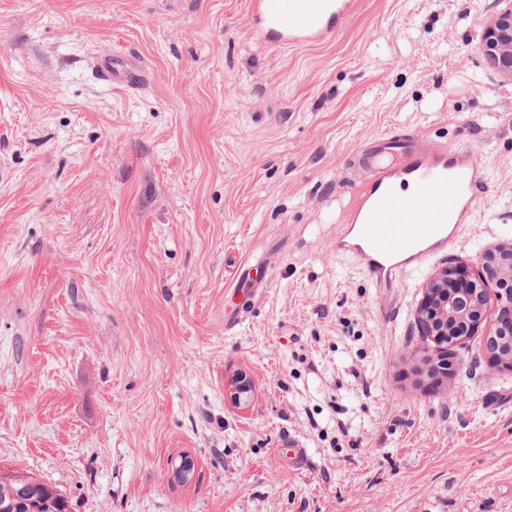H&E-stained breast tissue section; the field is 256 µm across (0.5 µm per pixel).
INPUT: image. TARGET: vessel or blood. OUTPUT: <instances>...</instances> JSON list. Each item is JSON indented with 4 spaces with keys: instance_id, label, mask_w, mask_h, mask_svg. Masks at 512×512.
I'll return each instance as SVG.
<instances>
[{
    "instance_id": "obj_1",
    "label": "vessel or blood",
    "mask_w": 512,
    "mask_h": 512,
    "mask_svg": "<svg viewBox=\"0 0 512 512\" xmlns=\"http://www.w3.org/2000/svg\"><path fill=\"white\" fill-rule=\"evenodd\" d=\"M354 5L355 0H250L249 16L268 43L301 48L332 39ZM91 69L108 84L136 88L146 80L132 58L99 56ZM353 166L359 178L336 247L358 259L383 288L447 250L483 182L475 153L451 151L413 134L375 137L355 154ZM257 272V265H243L235 290L251 297L262 293L267 283Z\"/></svg>"
}]
</instances>
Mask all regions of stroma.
Segmentation results:
<instances>
[{
	"mask_svg": "<svg viewBox=\"0 0 512 512\" xmlns=\"http://www.w3.org/2000/svg\"><path fill=\"white\" fill-rule=\"evenodd\" d=\"M248 2L0 0V470L72 512H512V371L481 328L430 374L415 323L436 268L512 243L501 0H359L298 49ZM102 53L144 86L98 81ZM389 132L487 184L447 255L379 288L336 221ZM259 259L266 291L233 292ZM491 18L483 32V52L502 76L512 80V3ZM224 392L231 403L238 406L248 405L254 394V384L246 372H238L228 378Z\"/></svg>",
	"mask_w": 512,
	"mask_h": 512,
	"instance_id": "1",
	"label": "stroma"
}]
</instances>
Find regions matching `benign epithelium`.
I'll return each mask as SVG.
<instances>
[{
  "mask_svg": "<svg viewBox=\"0 0 512 512\" xmlns=\"http://www.w3.org/2000/svg\"><path fill=\"white\" fill-rule=\"evenodd\" d=\"M483 52L502 76L512 80V7L499 11L483 32ZM512 285V244L487 249L482 256L481 270L472 274L466 264L442 267L426 284L415 311L420 335L432 343L433 355L448 352V324L462 321L473 331L481 325L492 288L502 283ZM499 309L488 335L495 336L506 325L512 326V294L497 292ZM224 392L231 403L248 405L254 394V384L245 372L228 378Z\"/></svg>",
  "mask_w": 512,
  "mask_h": 512,
  "instance_id": "1",
  "label": "benign epithelium"
}]
</instances>
